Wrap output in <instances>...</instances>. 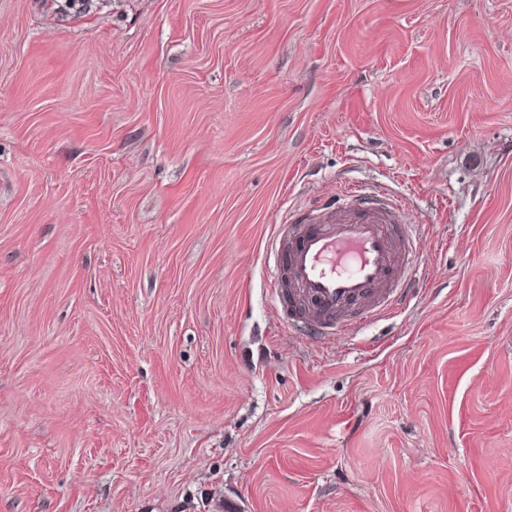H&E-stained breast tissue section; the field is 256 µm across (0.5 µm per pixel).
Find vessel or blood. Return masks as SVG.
<instances>
[{"label":"vessel or blood","mask_w":512,"mask_h":512,"mask_svg":"<svg viewBox=\"0 0 512 512\" xmlns=\"http://www.w3.org/2000/svg\"><path fill=\"white\" fill-rule=\"evenodd\" d=\"M364 196L350 186L310 205L286 218L271 243L276 296L325 340L391 313L408 286L394 227L402 203L378 190V205L366 206Z\"/></svg>","instance_id":"obj_1"}]
</instances>
